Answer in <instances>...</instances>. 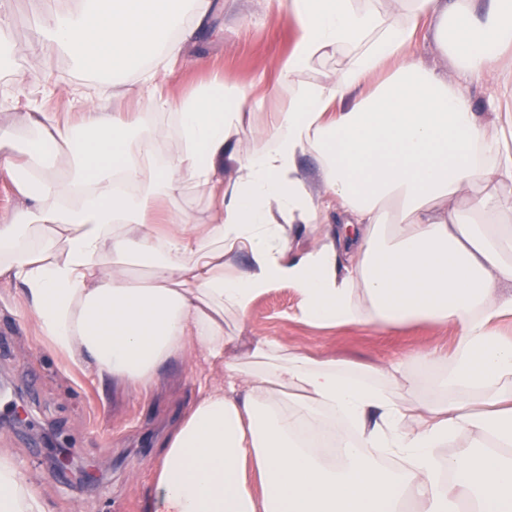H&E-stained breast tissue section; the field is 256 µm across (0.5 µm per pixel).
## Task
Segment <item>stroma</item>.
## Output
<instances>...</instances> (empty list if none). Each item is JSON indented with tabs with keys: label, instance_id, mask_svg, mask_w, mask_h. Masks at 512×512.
Wrapping results in <instances>:
<instances>
[{
	"label": "stroma",
	"instance_id": "stroma-1",
	"mask_svg": "<svg viewBox=\"0 0 512 512\" xmlns=\"http://www.w3.org/2000/svg\"><path fill=\"white\" fill-rule=\"evenodd\" d=\"M41 0H7L0 22L9 26L15 50L9 65L15 74L55 85L43 110L70 113L69 91L77 86L108 95L112 110L132 120L144 110L138 84L130 74L85 73L73 59H43L29 46L37 37L32 16ZM297 30L277 0H213L209 18L188 36L173 73L161 75L174 99L192 94L213 78L228 85H250L255 98L242 112L247 131L238 148H260L251 132L272 124L290 90L278 80L275 64L287 59ZM474 108L488 115L495 99H512V55L499 70L470 86ZM298 297L288 287L271 289L253 304L241 330L245 336H269L310 354H329L360 364L385 365L417 351L452 350L455 331L447 324L413 322L395 329L319 328L296 317ZM218 376L202 358L178 360L162 368L163 388L147 398L128 396L119 385L101 383L87 368L71 364L45 346L19 290L0 281V382L7 403L0 407V448L10 452L47 512H145L152 491L157 447L200 385ZM22 405L28 425L13 424L14 405ZM56 431L61 444L106 475L97 487L51 465L42 448L44 434Z\"/></svg>",
	"mask_w": 512,
	"mask_h": 512
}]
</instances>
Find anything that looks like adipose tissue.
Returning a JSON list of instances; mask_svg holds the SVG:
<instances>
[{"instance_id":"adipose-tissue-1","label":"adipose tissue","mask_w":512,"mask_h":512,"mask_svg":"<svg viewBox=\"0 0 512 512\" xmlns=\"http://www.w3.org/2000/svg\"><path fill=\"white\" fill-rule=\"evenodd\" d=\"M394 2L389 14L374 0H283L298 34L277 71L294 90L251 151L232 145L253 87L216 79L173 101L158 84L212 0H78L37 22L39 53L134 74L146 106L179 119L163 157L162 130L133 136L76 88L79 124L29 112L23 130L0 126V172L25 200L0 216V279L19 286L42 341L136 397L175 359L224 372L167 431L147 512H512V336L494 330L512 317V151L465 90L512 48V0L480 15L473 0ZM424 21L450 37L458 80L410 54ZM335 55L330 80L295 84ZM305 155L314 176L299 169ZM186 180L207 189L211 223L170 209L156 231L155 210ZM325 197L342 223H322ZM302 232L315 241L298 250ZM140 267L150 280L136 288ZM283 284L302 322L443 323L455 346L365 369L225 330V315L245 322ZM416 364L435 369L426 403L406 398ZM0 512H46L2 449Z\"/></svg>"}]
</instances>
